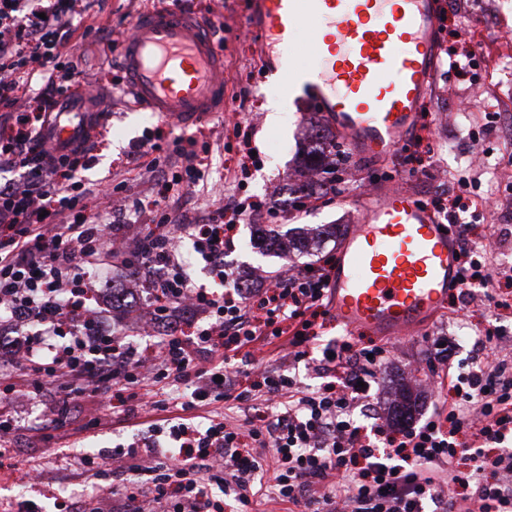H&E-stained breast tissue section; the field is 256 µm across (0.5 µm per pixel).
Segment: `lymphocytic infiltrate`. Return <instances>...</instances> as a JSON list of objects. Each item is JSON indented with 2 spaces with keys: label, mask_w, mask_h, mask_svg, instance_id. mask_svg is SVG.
Wrapping results in <instances>:
<instances>
[{
  "label": "lymphocytic infiltrate",
  "mask_w": 512,
  "mask_h": 512,
  "mask_svg": "<svg viewBox=\"0 0 512 512\" xmlns=\"http://www.w3.org/2000/svg\"><path fill=\"white\" fill-rule=\"evenodd\" d=\"M88 0H0V393L18 387L63 388L75 395L129 392L146 402L148 435L132 436L102 469L80 460L94 478L145 476L125 493L123 512H221L207 488L232 497L238 512L254 497L288 512H512V374L494 364L498 338L485 329L482 358L454 367L448 339H433L423 370L450 401L420 422L377 426L367 435L356 409L369 406L388 346L353 337L323 344L312 388L293 369L327 316L331 264L300 268L243 287V273L224 263L240 221L262 210L234 193L190 223L179 200L205 175L201 153L158 143L134 159L157 174L154 199L128 197L121 217L88 211L90 191L77 173L93 164L85 144L57 153L43 129L57 100L69 95L85 58L76 42L107 44L111 25L78 27ZM150 228L136 232V224ZM223 286H197L187 274L177 233ZM483 239L457 252L459 285L485 288L495 309L492 274L483 270ZM139 274L157 344L138 345L113 328L111 296L95 299L93 283L107 258ZM283 342L278 361L262 363L256 343ZM191 390L190 398L154 399L156 386ZM244 417L203 415L212 402ZM459 493L448 494V484Z\"/></svg>",
  "instance_id": "1"
}]
</instances>
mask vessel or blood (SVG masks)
<instances>
[{
  "instance_id": "obj_1",
  "label": "vessel or blood",
  "mask_w": 512,
  "mask_h": 512,
  "mask_svg": "<svg viewBox=\"0 0 512 512\" xmlns=\"http://www.w3.org/2000/svg\"><path fill=\"white\" fill-rule=\"evenodd\" d=\"M265 43L285 45L313 28L316 65L282 67L285 90L308 89L313 105L362 154L393 157L416 127L434 75V0H256ZM137 107L191 123L224 109V58L201 25L173 10L136 21L122 61ZM85 106L62 100V121L44 131L63 149L86 130ZM457 237L430 210L391 185L370 192L332 276L338 324L380 336L415 334L459 286Z\"/></svg>"
}]
</instances>
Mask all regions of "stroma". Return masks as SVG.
Masks as SVG:
<instances>
[{
  "label": "stroma",
  "mask_w": 512,
  "mask_h": 512,
  "mask_svg": "<svg viewBox=\"0 0 512 512\" xmlns=\"http://www.w3.org/2000/svg\"><path fill=\"white\" fill-rule=\"evenodd\" d=\"M170 0H108L112 7V66L101 67L96 53H89L84 69L96 82L102 94L107 120L98 125L92 136L98 145L93 153L96 164L82 172L89 185H105L126 181L129 194L150 195L152 181L149 174L131 170L127 153L132 143L154 138L161 142L180 141L186 148L197 149L209 144L208 168L204 179L194 191L184 196L187 210L202 209L205 199L234 190L243 195L271 200L279 210L278 219L261 213L237 224L234 249L225 261L245 274V287L261 284L265 275L288 270L291 266L282 253L262 250L257 242L256 227L277 221L281 231L290 236L303 235L307 229L321 224H339L351 229L358 220L357 203L366 186L391 183L401 186L413 197L438 196L439 185L448 177L476 174L478 169L492 173L500 185L512 187V165L502 160L512 155V139L492 134L482 142H473L470 130L483 122L486 113L512 114V49L500 41V27L512 28V0H472L469 9L447 20L446 45L461 49L471 38H478L489 55L490 64L475 72L474 80L447 81L445 61L435 66L434 80L422 102L418 121L424 124L425 137L434 149L435 173L431 176L408 178L404 174L405 150H398L395 159H384L350 153L349 160L338 174L340 193L333 201L318 200L307 209L295 212L288 206V193L295 172L304 167V156L319 130L329 129L330 122L323 112L308 102L305 95H297L279 124L267 120L266 105L281 98L282 77L270 69L261 55L258 35L242 40L243 31H249L252 22L253 0H182L183 9L196 12L208 25L224 31V92L226 103L222 112L210 118L185 126L172 119H162L152 113L132 107L130 99L118 98L113 87L123 71L118 61L132 20L141 11L169 6ZM246 91L247 110L239 113L241 127L229 126L227 118L237 113L234 96ZM253 153L252 161H245L246 153ZM247 162L241 174V186L225 180L228 169ZM491 226L487 262L494 276L512 275V231L496 222L495 213H487ZM496 321L501 342H512V317H497L494 309L483 306L481 292L472 289L450 293L447 303L440 308L422 333L391 338L387 344L391 361L380 372L383 389L373 399L377 408H386L391 395L403 391L413 378V366L425 362L430 350V337L445 336L451 343L452 363H463L475 355L476 339L488 321ZM50 396L42 392L36 396H22L11 405L19 418L15 446L20 458L39 460L55 485L61 486L65 501L79 499L96 502L100 491L95 482L84 479L77 472L76 457L84 449L110 454L116 446L134 434V422L145 421L146 412L130 416L125 406L107 398L81 397L67 424L57 431L56 445L41 448L37 445L40 423L32 412L34 403L48 402ZM106 415L109 423L96 436L83 433L86 415Z\"/></svg>",
  "instance_id": "stroma-1"
}]
</instances>
